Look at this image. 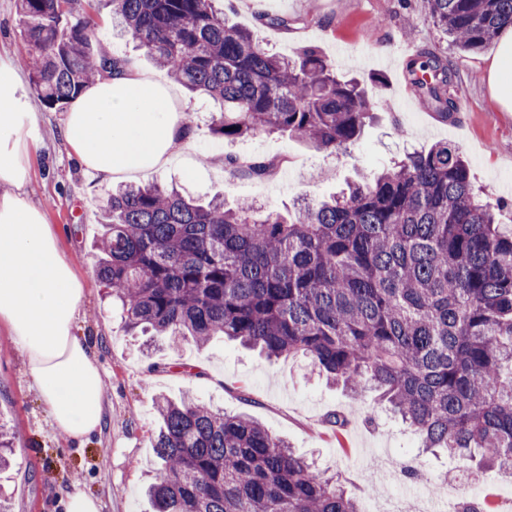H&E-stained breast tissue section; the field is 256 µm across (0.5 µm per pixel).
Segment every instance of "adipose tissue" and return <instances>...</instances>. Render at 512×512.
Instances as JSON below:
<instances>
[{
    "mask_svg": "<svg viewBox=\"0 0 512 512\" xmlns=\"http://www.w3.org/2000/svg\"><path fill=\"white\" fill-rule=\"evenodd\" d=\"M488 80L512 111V33ZM186 110L173 83L127 64L77 98L61 134L103 183L134 180L179 161ZM34 125L15 64L0 57V325L25 353L55 428L80 442L102 425L105 384L94 345L74 333L83 284L25 192Z\"/></svg>",
    "mask_w": 512,
    "mask_h": 512,
    "instance_id": "ef3b65f1",
    "label": "adipose tissue"
}]
</instances>
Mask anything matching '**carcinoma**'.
Masks as SVG:
<instances>
[{"label": "carcinoma", "instance_id": "cac0c4a2", "mask_svg": "<svg viewBox=\"0 0 512 512\" xmlns=\"http://www.w3.org/2000/svg\"><path fill=\"white\" fill-rule=\"evenodd\" d=\"M75 0H18L34 88L66 109L105 65L95 22ZM122 33L191 92L219 105L211 132L234 142L279 134L347 150L379 109L318 47L282 57L232 24L218 0H109ZM464 53L512 28V0H425ZM407 76L444 119L458 111L448 57L424 48ZM263 179L269 159L227 155ZM503 202L476 200L467 161L438 143L372 179L286 215L206 205L156 184L108 198L98 280L123 327L204 345L224 336L268 358L301 354L355 398L414 431L422 451L512 473V233ZM148 495L154 512H361L340 480L244 414L158 401ZM12 441L0 427V467Z\"/></svg>", "mask_w": 512, "mask_h": 512}]
</instances>
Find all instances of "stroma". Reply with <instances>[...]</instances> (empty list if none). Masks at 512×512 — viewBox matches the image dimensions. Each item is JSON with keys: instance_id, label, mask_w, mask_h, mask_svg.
Here are the masks:
<instances>
[{"instance_id": "1", "label": "stroma", "mask_w": 512, "mask_h": 512, "mask_svg": "<svg viewBox=\"0 0 512 512\" xmlns=\"http://www.w3.org/2000/svg\"><path fill=\"white\" fill-rule=\"evenodd\" d=\"M225 11L232 23L278 54L314 45L328 60L344 58L337 72L346 78L369 80L376 72L371 59H390L389 83L381 92L389 107L375 113L348 151L334 153L287 136L218 140L210 131L215 105L198 95L187 101L193 167L171 165L154 172L152 181L177 184L183 195L204 201L220 198L229 206L250 201L285 210L301 198L329 196L407 150L448 142L468 160L480 195L503 200L504 217L512 216V112L501 109L488 83L495 45L476 55L458 52L428 18L424 0H228ZM263 14L285 16L296 25L267 27L259 21ZM95 20L98 42L156 72L143 50L116 34L109 9H101ZM420 46L447 55L457 73L462 105L453 119L428 111L405 79L409 53ZM26 49L17 0H0V56L17 61ZM25 93L37 116L28 196L54 225L62 254L85 284L75 333L98 350L106 400L100 430L80 444L67 439L33 386L23 352L0 327V423L10 427L14 448L10 468L0 471V512H62L59 500L73 490L97 499L100 512H153L145 475L155 463L152 440L161 396H190L228 414L251 416L339 478L363 512H371L376 492L421 504L425 479L391 474L417 452L411 430L381 410L365 416L363 402L319 375L302 356L270 360L221 336L199 346L125 335L121 306L95 275L94 244L112 188L86 172L61 138L64 113L47 108L33 87ZM228 152L277 155L286 164L278 180L257 182L215 166V158ZM336 412L349 419L340 432L328 421Z\"/></svg>"}]
</instances>
